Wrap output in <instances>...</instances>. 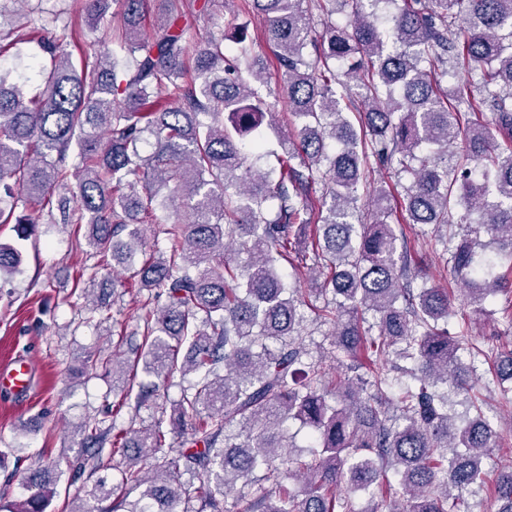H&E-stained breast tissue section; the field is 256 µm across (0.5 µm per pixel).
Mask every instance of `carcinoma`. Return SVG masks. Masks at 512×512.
Returning a JSON list of instances; mask_svg holds the SVG:
<instances>
[{
    "label": "carcinoma",
    "mask_w": 512,
    "mask_h": 512,
    "mask_svg": "<svg viewBox=\"0 0 512 512\" xmlns=\"http://www.w3.org/2000/svg\"><path fill=\"white\" fill-rule=\"evenodd\" d=\"M117 2L112 50L78 66L67 33L42 35L51 68H30V95L6 87L13 71L0 67V224L23 239L44 216L85 228L97 266L132 268L140 287L168 299L142 308L133 364L110 354L86 370L128 375L138 409L174 375L193 376L146 429L80 428L91 473L102 472L89 499L112 501V512H231L235 491L237 512H380L379 502L469 512L465 495L486 485L496 512H512V468H484L499 435L474 366L492 365L494 384L512 380V350L482 345L466 323L448 329L454 291L415 284L389 222L398 194L397 223L446 228L459 291L480 312L506 296L511 322L499 338L512 342V0H246L277 60L274 89L246 36L190 45L180 22L196 0H167L153 37L141 32L143 0ZM462 71L468 79L448 88ZM281 107L294 132L271 151L254 137L252 153L274 164L247 163L243 138ZM485 110L491 121L470 122ZM375 162L395 183L374 190L368 224L358 202ZM73 177L72 198L57 195ZM160 208L190 219L166 225L164 246L148 253L144 222ZM282 261L295 276L323 275L310 288L323 298L315 320L332 326L336 362L354 372L333 391L297 341L305 300ZM20 262L0 243V280ZM292 420L312 430L306 456ZM178 431L191 450L174 448ZM53 472L37 465L27 498L0 512H46ZM355 492L367 505L355 508Z\"/></svg>",
    "instance_id": "1"
}]
</instances>
